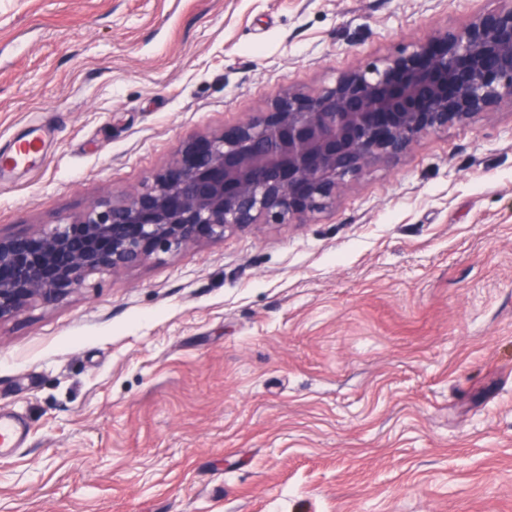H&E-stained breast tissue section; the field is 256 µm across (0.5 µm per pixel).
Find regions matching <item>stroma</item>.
Listing matches in <instances>:
<instances>
[{
    "label": "stroma",
    "instance_id": "35a3bbf8",
    "mask_svg": "<svg viewBox=\"0 0 512 512\" xmlns=\"http://www.w3.org/2000/svg\"><path fill=\"white\" fill-rule=\"evenodd\" d=\"M489 0H0V232ZM0 512H512V106L0 323ZM33 136L26 142L18 145L13 151L0 156V167L11 169L25 167L31 157L37 155L44 145L40 127L33 128ZM28 431L12 415L0 411V456L24 448Z\"/></svg>",
    "mask_w": 512,
    "mask_h": 512
}]
</instances>
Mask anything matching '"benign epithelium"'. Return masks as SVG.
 Listing matches in <instances>:
<instances>
[{
    "instance_id": "obj_1",
    "label": "benign epithelium",
    "mask_w": 512,
    "mask_h": 512,
    "mask_svg": "<svg viewBox=\"0 0 512 512\" xmlns=\"http://www.w3.org/2000/svg\"><path fill=\"white\" fill-rule=\"evenodd\" d=\"M493 2L381 67L284 91L266 111L188 140L172 166L67 224L0 234V322L79 291L90 272L117 273L231 228L321 212L374 161L512 106V0Z\"/></svg>"
}]
</instances>
